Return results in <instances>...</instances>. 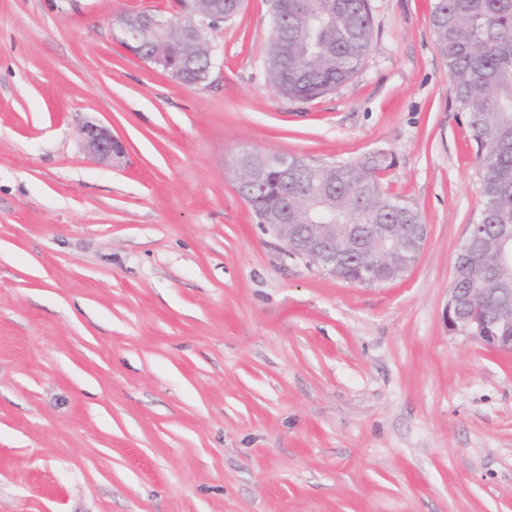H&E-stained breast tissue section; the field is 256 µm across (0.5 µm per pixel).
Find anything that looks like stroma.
Listing matches in <instances>:
<instances>
[{
	"label": "stroma",
	"instance_id": "stroma-1",
	"mask_svg": "<svg viewBox=\"0 0 512 512\" xmlns=\"http://www.w3.org/2000/svg\"><path fill=\"white\" fill-rule=\"evenodd\" d=\"M430 3L370 0L357 74L299 102L269 0L204 28L195 86L122 44L174 0H0V512H512V356L445 316L481 193ZM246 151L385 153L421 257L321 272L239 193ZM79 134L85 149L106 161L120 162L126 154V146L112 131L96 120H85L79 126Z\"/></svg>",
	"mask_w": 512,
	"mask_h": 512
}]
</instances>
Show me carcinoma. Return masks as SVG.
Wrapping results in <instances>:
<instances>
[{"instance_id":"1","label":"carcinoma","mask_w":512,"mask_h":512,"mask_svg":"<svg viewBox=\"0 0 512 512\" xmlns=\"http://www.w3.org/2000/svg\"><path fill=\"white\" fill-rule=\"evenodd\" d=\"M223 21L236 15L240 0H175ZM273 34L266 55L267 82L291 101H310L348 82L358 72L373 36L369 0H272ZM437 48L448 67L454 99L477 145L481 186L478 223L491 234L498 224L512 225V0H433L430 12ZM124 39L145 59L186 83L207 78L204 50L194 42L181 46L171 34H142L123 22ZM262 181L240 193L257 217L280 221L283 195H288V223L334 224L345 233L348 224H421L420 213L382 191L380 174L386 160L377 155L337 162L311 163L291 155L288 185L281 181L275 160L264 163ZM345 251L336 242V277L358 284L367 278L380 285L391 278L396 263L391 254L367 264L375 251ZM461 289L509 287L498 273L478 261Z\"/></svg>"}]
</instances>
